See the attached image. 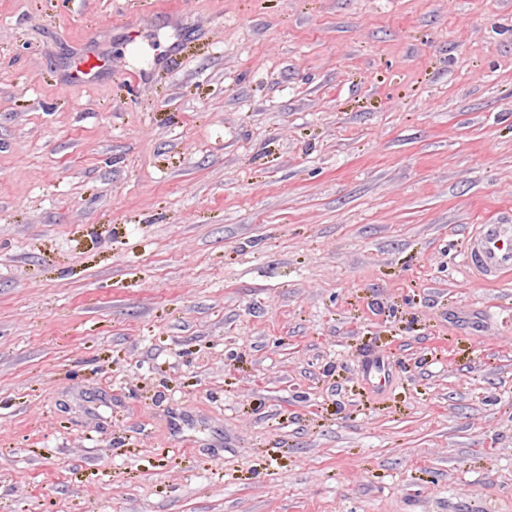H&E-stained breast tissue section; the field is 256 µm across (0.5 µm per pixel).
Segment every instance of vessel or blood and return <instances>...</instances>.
<instances>
[{
    "mask_svg": "<svg viewBox=\"0 0 512 512\" xmlns=\"http://www.w3.org/2000/svg\"><path fill=\"white\" fill-rule=\"evenodd\" d=\"M466 267L479 283L496 284L512 277V218L479 224L469 236Z\"/></svg>",
    "mask_w": 512,
    "mask_h": 512,
    "instance_id": "vessel-or-blood-1",
    "label": "vessel or blood"
}]
</instances>
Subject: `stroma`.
Here are the masks:
<instances>
[{
    "instance_id": "stroma-1",
    "label": "stroma",
    "mask_w": 512,
    "mask_h": 512,
    "mask_svg": "<svg viewBox=\"0 0 512 512\" xmlns=\"http://www.w3.org/2000/svg\"><path fill=\"white\" fill-rule=\"evenodd\" d=\"M511 216L512 0H0V512H512ZM466 267L474 280L496 284L512 275V218L479 224L470 233Z\"/></svg>"
}]
</instances>
